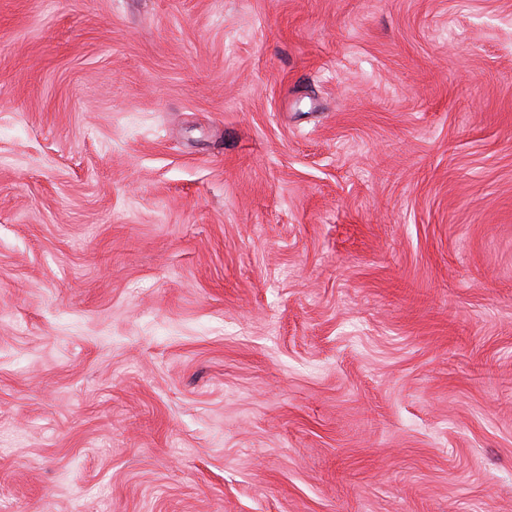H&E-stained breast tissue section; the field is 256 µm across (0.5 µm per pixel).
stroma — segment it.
Returning <instances> with one entry per match:
<instances>
[{"instance_id": "1", "label": "stroma", "mask_w": 512, "mask_h": 512, "mask_svg": "<svg viewBox=\"0 0 512 512\" xmlns=\"http://www.w3.org/2000/svg\"><path fill=\"white\" fill-rule=\"evenodd\" d=\"M0 512H512V0H0Z\"/></svg>"}]
</instances>
